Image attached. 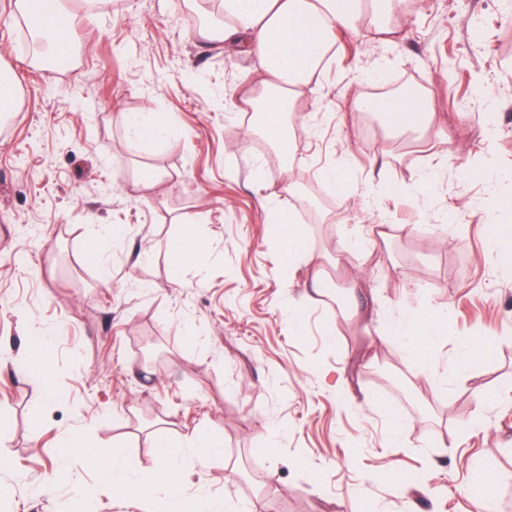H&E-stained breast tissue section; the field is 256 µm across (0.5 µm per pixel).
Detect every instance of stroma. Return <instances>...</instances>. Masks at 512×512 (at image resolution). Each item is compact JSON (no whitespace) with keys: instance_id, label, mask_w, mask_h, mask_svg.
<instances>
[{"instance_id":"stroma-1","label":"stroma","mask_w":512,"mask_h":512,"mask_svg":"<svg viewBox=\"0 0 512 512\" xmlns=\"http://www.w3.org/2000/svg\"><path fill=\"white\" fill-rule=\"evenodd\" d=\"M402 37L372 27L337 38L300 107L311 121L292 170L272 175L269 145L244 135L230 100L249 92L256 57L195 41L202 0H70L71 62L57 71L15 50L19 16L0 0V69L15 85L0 119V497L7 512H152L150 499L100 487L94 462L61 445L84 432L98 454L121 446L138 474L155 469L154 432L176 445L200 429L224 455L181 478L198 512H480L497 475L512 512V266L485 257L499 221L486 199L512 183V0H422ZM410 78L447 125L446 141H386L357 114V77ZM494 85L493 99L477 98ZM161 112L172 138L133 144L125 114ZM390 159L367 202L319 180L352 161L365 179ZM453 160L437 167L435 154ZM437 169L438 187L418 185ZM308 184V194L287 183ZM302 218L305 250L287 257L270 207ZM385 225L358 268L375 325L447 308L422 375L394 337H369L334 294L309 300L307 253L336 277V253ZM193 233L209 251L174 282L168 249ZM98 250L91 262L87 254ZM410 290H403V281ZM301 307L291 332L288 308ZM495 340L464 378L443 379L460 339ZM159 351L152 368L139 360ZM50 371L52 392L29 375ZM403 441H389L393 420ZM86 493L48 485L58 468Z\"/></svg>"}]
</instances>
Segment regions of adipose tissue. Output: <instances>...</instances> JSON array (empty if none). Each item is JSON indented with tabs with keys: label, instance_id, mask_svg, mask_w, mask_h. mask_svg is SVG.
Wrapping results in <instances>:
<instances>
[{
	"label": "adipose tissue",
	"instance_id": "ef3b65f1",
	"mask_svg": "<svg viewBox=\"0 0 512 512\" xmlns=\"http://www.w3.org/2000/svg\"><path fill=\"white\" fill-rule=\"evenodd\" d=\"M391 0H224L226 24L204 27L197 35L204 41H221L241 52L256 55L263 69L259 83L249 98L235 106L239 112H255L263 117L260 128H248V135L269 136L275 152L293 162L291 144L304 124L296 111V101L311 83L336 36L355 30L358 23L390 6ZM15 8L25 18L33 37L60 53L71 46L69 11L63 0H15ZM357 111L375 116L387 136L411 132L419 139L444 135L445 126L424 94L357 96ZM365 244L352 246L336 256L340 271L337 298L351 302V317L369 322L371 306L355 307L363 291L352 274L354 258L364 255ZM449 323L447 309L435 307L424 316L397 328L402 349L422 370L432 367L428 342L443 333ZM158 479L138 477L135 466L122 449H114L108 460L96 468L99 484L116 490H133L150 497L155 512H182L184 492L180 464L164 436H157Z\"/></svg>",
	"mask_w": 512,
	"mask_h": 512
}]
</instances>
